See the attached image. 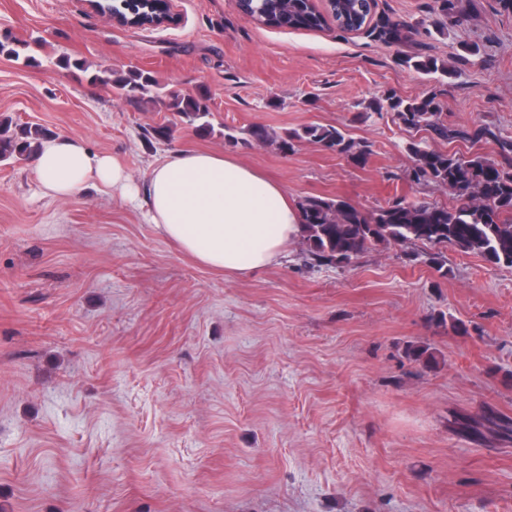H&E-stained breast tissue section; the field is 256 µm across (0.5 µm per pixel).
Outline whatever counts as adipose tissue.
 Wrapping results in <instances>:
<instances>
[{
    "label": "adipose tissue",
    "mask_w": 512,
    "mask_h": 512,
    "mask_svg": "<svg viewBox=\"0 0 512 512\" xmlns=\"http://www.w3.org/2000/svg\"><path fill=\"white\" fill-rule=\"evenodd\" d=\"M33 170L55 198L89 188L120 195L183 254L229 275L276 264L299 222V207L280 183L218 151L172 152L137 182L117 158L60 135L43 143Z\"/></svg>",
    "instance_id": "obj_1"
}]
</instances>
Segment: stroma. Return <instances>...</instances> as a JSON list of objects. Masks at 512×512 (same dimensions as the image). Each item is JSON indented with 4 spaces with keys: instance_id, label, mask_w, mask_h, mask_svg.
Here are the masks:
<instances>
[{
    "instance_id": "obj_1",
    "label": "stroma",
    "mask_w": 512,
    "mask_h": 512,
    "mask_svg": "<svg viewBox=\"0 0 512 512\" xmlns=\"http://www.w3.org/2000/svg\"><path fill=\"white\" fill-rule=\"evenodd\" d=\"M374 0L411 27L292 30L237 0H172L178 21L130 29L82 0H0V116L80 138L135 179L167 152L217 150L283 184L367 211L397 198L453 206L409 177L427 132L373 99L436 95L449 126L496 139L442 150L503 159L512 143V12L458 0ZM138 68L206 92L212 133L175 127L168 100L120 99L62 68ZM433 55L451 76L400 64ZM335 125L369 145L365 165L302 141L224 137ZM293 237L280 264L231 277L181 253L119 195L46 196L31 161L0 164V512H512V268L434 244H378L349 264H311ZM443 257L446 273L433 260ZM427 346L436 360L408 357ZM432 2L431 11L437 18L434 24H438L441 30L457 22L458 0H433ZM409 25L400 20H394L387 16H380L372 27V32L386 42L403 43L410 32Z\"/></svg>"
}]
</instances>
